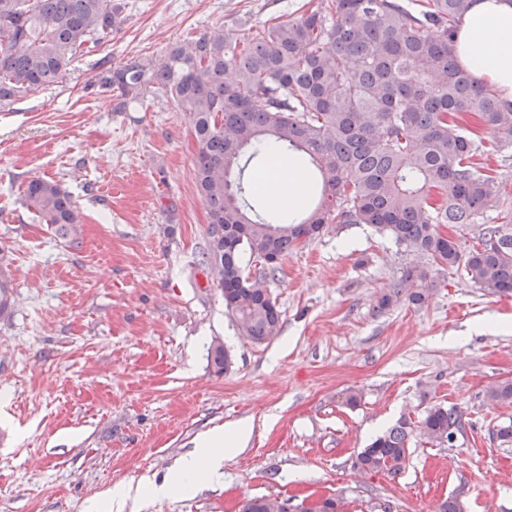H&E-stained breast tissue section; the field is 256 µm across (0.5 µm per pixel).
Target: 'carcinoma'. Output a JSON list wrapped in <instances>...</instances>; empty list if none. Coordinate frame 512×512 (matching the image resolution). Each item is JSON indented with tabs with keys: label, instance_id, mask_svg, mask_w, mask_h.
<instances>
[{
	"label": "carcinoma",
	"instance_id": "1",
	"mask_svg": "<svg viewBox=\"0 0 512 512\" xmlns=\"http://www.w3.org/2000/svg\"><path fill=\"white\" fill-rule=\"evenodd\" d=\"M470 0H321L297 18L248 38L229 30L171 46L157 64L132 62L99 76L119 108L155 87L192 116L199 152L198 193L209 224L200 265L255 343L280 330L271 297L279 258L331 224H368L404 251L448 268L490 295L512 294V224L482 230L466 250L442 224H473L500 208L502 182L488 161L512 159V107L478 84L456 61L452 38ZM121 0H0V102L43 90L68 65L112 33ZM301 155L321 178V200L296 208L307 216L259 212L248 198L256 182L230 174L242 154ZM25 203L63 239L80 215L57 183L35 178ZM261 263L245 271L243 254ZM426 265L402 269L377 308L429 299ZM12 274L0 264V315L8 312ZM218 374L227 351L210 349ZM487 400L512 403V381L490 385ZM464 426L457 407L434 403L414 422L404 418L357 455L361 472L398 474L418 437L442 445ZM239 512H279L275 501L247 497Z\"/></svg>",
	"mask_w": 512,
	"mask_h": 512
}]
</instances>
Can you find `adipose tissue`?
I'll list each match as a JSON object with an SVG mask.
<instances>
[{"label":"adipose tissue","mask_w":512,"mask_h":512,"mask_svg":"<svg viewBox=\"0 0 512 512\" xmlns=\"http://www.w3.org/2000/svg\"><path fill=\"white\" fill-rule=\"evenodd\" d=\"M454 52L476 81L491 83L503 104H512V0H471L454 39ZM306 189L303 172L290 165L262 180L263 193L288 210L295 208ZM245 434L243 427L235 426L204 439L183 457L181 475L203 471L219 481L229 449L241 447Z\"/></svg>","instance_id":"ef3b65f1"}]
</instances>
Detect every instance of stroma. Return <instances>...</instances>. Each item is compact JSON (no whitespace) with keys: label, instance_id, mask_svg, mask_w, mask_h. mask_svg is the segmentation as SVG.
Here are the masks:
<instances>
[{"label":"stroma","instance_id":"stroma-1","mask_svg":"<svg viewBox=\"0 0 512 512\" xmlns=\"http://www.w3.org/2000/svg\"><path fill=\"white\" fill-rule=\"evenodd\" d=\"M112 34L49 88L0 105V259L14 306L0 319V512H109L119 485L162 481L211 433L245 424L221 482L197 474L142 512H238L247 496L338 498L342 512H512V404L486 386L512 379V295L486 294L463 269L429 265L431 296L378 311L415 263L366 224L329 227L284 255L270 289L281 328L243 336L199 264L208 213L195 180L188 113L157 89L126 111L104 71L159 62L219 28L250 35L319 0H122ZM504 204L455 224L464 248ZM57 182L81 213L71 240L24 201L31 179ZM230 356L214 373V344ZM358 392L356 405L345 398ZM464 413L454 441L413 440L400 473H359L358 453L433 403Z\"/></svg>","mask_w":512,"mask_h":512}]
</instances>
